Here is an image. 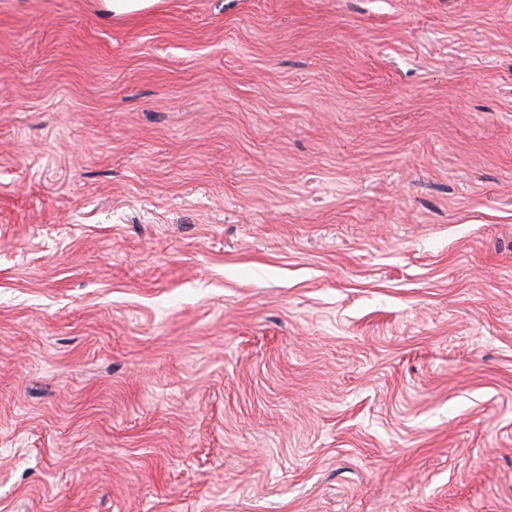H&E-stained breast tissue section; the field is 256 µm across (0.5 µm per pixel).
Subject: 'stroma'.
<instances>
[{"label":"stroma","mask_w":512,"mask_h":512,"mask_svg":"<svg viewBox=\"0 0 512 512\" xmlns=\"http://www.w3.org/2000/svg\"><path fill=\"white\" fill-rule=\"evenodd\" d=\"M0 512H512V0H0ZM157 0H101L103 9L114 17L144 12L152 8Z\"/></svg>","instance_id":"35a3bbf8"}]
</instances>
